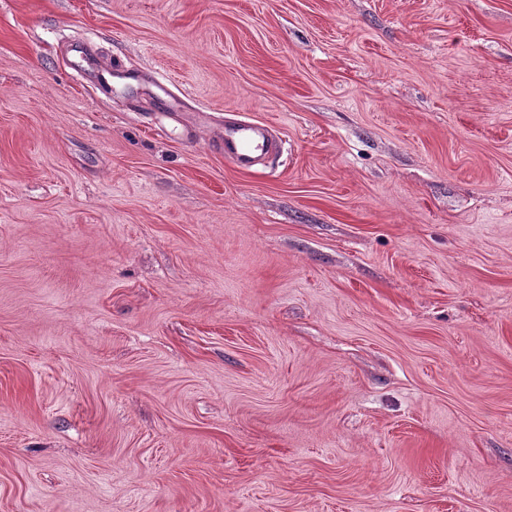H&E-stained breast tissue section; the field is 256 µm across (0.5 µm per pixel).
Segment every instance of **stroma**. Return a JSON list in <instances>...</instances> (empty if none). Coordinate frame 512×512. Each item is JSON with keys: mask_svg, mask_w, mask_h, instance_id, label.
Listing matches in <instances>:
<instances>
[{"mask_svg": "<svg viewBox=\"0 0 512 512\" xmlns=\"http://www.w3.org/2000/svg\"><path fill=\"white\" fill-rule=\"evenodd\" d=\"M0 512H512V0H0ZM276 146L275 136L262 123L235 120L224 124V157L239 170H254L258 158Z\"/></svg>", "mask_w": 512, "mask_h": 512, "instance_id": "1", "label": "stroma"}]
</instances>
